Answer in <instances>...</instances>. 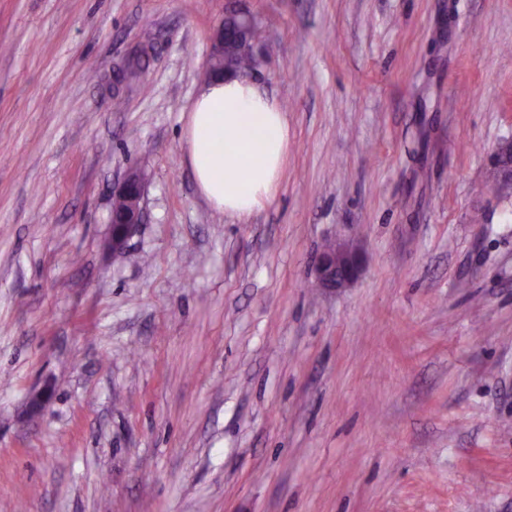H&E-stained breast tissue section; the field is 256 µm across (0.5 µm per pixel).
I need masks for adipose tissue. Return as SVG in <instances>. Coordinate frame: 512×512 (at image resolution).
I'll use <instances>...</instances> for the list:
<instances>
[{
    "label": "adipose tissue",
    "mask_w": 512,
    "mask_h": 512,
    "mask_svg": "<svg viewBox=\"0 0 512 512\" xmlns=\"http://www.w3.org/2000/svg\"><path fill=\"white\" fill-rule=\"evenodd\" d=\"M182 152L207 203L247 217L277 190L288 155V119L250 77L207 80L187 113Z\"/></svg>",
    "instance_id": "1"
}]
</instances>
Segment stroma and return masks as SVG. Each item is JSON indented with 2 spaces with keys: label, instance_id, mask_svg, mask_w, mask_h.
<instances>
[{
  "label": "stroma",
  "instance_id": "1",
  "mask_svg": "<svg viewBox=\"0 0 512 512\" xmlns=\"http://www.w3.org/2000/svg\"><path fill=\"white\" fill-rule=\"evenodd\" d=\"M233 6L289 128L246 218L181 147ZM509 139L512 0H0V512H512ZM145 185L146 181L141 171L136 167H130L121 183L114 190L113 196L124 200L126 205L122 209L119 218L111 212L112 249L123 247L134 235L139 224H143ZM115 198L112 201V211L123 207V203ZM359 269L356 252L342 245H333L320 254L315 276L327 288H341L357 277Z\"/></svg>",
  "mask_w": 512,
  "mask_h": 512
}]
</instances>
